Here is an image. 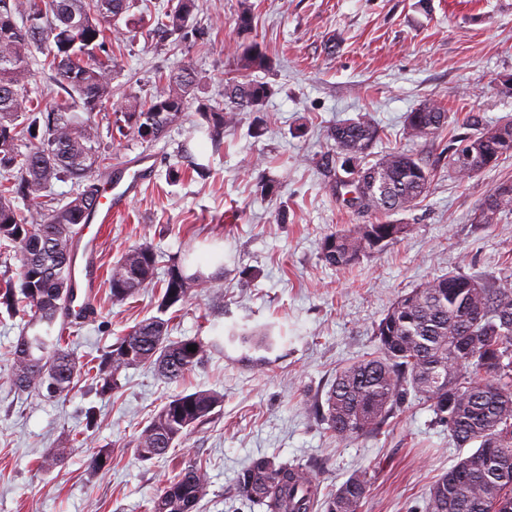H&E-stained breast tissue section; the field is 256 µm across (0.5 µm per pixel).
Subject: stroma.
<instances>
[{
	"instance_id": "35a3bbf8",
	"label": "stroma",
	"mask_w": 512,
	"mask_h": 512,
	"mask_svg": "<svg viewBox=\"0 0 512 512\" xmlns=\"http://www.w3.org/2000/svg\"><path fill=\"white\" fill-rule=\"evenodd\" d=\"M241 2L199 0L203 44L138 31L113 41L115 96L150 98L159 76L184 63L201 77L196 100L160 140L144 146L120 136L111 106L94 115L113 179L151 168L106 228L100 268L143 241L166 257L209 258V271L223 274V298L194 295L172 320L173 337L210 342L208 357L179 382L145 365L122 371L113 395L83 380L66 397L34 399L9 388L20 328L1 315L0 512H144L184 457L141 460L136 438L162 400L198 389L224 397L186 443L207 466L199 512H260L236 481L263 456L306 467L326 491L367 470L363 512H423L430 487L462 454L431 411L413 403L382 435L350 441L311 407L342 365L369 356L373 329L398 296L449 271L489 281L512 274V214L473 221L491 189L512 181V159L461 182L444 155L447 135L412 142L404 134L406 113L430 98L453 118L471 111L492 124L512 121V94L502 91L512 77V0H249L251 36L237 31ZM254 37L272 60L256 75L273 89L265 111L242 113L215 141L193 132L199 100L223 103L224 81L237 73L234 46ZM359 117L382 132L374 153H417L432 176L416 207L386 216L409 225L404 238L336 269L321 259L324 238L379 219L343 206L339 175L322 164L331 129ZM191 157L204 172L169 182V168ZM157 294L148 288L115 304L100 279L93 312L71 333L75 356L101 355L155 315ZM90 406L99 411L91 432ZM101 448L111 465L90 471ZM60 449L63 462L51 464Z\"/></svg>"
}]
</instances>
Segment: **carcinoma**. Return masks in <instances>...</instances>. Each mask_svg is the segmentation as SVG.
<instances>
[{
	"instance_id": "obj_1",
	"label": "carcinoma",
	"mask_w": 512,
	"mask_h": 512,
	"mask_svg": "<svg viewBox=\"0 0 512 512\" xmlns=\"http://www.w3.org/2000/svg\"><path fill=\"white\" fill-rule=\"evenodd\" d=\"M136 0H0V255H18L17 278L0 282V308L22 317L25 325L11 350V389L35 398H56L76 387L80 368L65 348L71 294V247L79 225L98 195L94 173L108 169L94 113L112 100L123 117L119 132L140 143L159 140L184 112L200 83L198 71L182 64L162 77L153 97L114 99L112 39L122 26L187 39L208 31L192 25L195 0H167L149 13L130 15ZM23 25H18L15 15ZM53 39L43 67L60 87L54 105L42 108L32 96L30 59L44 39ZM238 70H267L271 60L254 39L236 54ZM271 87L244 78L224 85L221 106L203 105L197 128L210 136L242 112H263ZM448 126V112L430 99L408 112L405 135L433 138ZM448 145V165L460 181L468 180L512 157V135L499 139L495 126L478 112L465 113ZM326 164L343 156L357 160L362 185L356 200L381 215L412 209L425 197L431 179L428 163L414 153L386 150L368 161L379 129L368 120H349L331 131ZM470 140L473 152L463 162L459 143ZM28 141V151L18 143ZM71 181L73 193L62 207L37 205L27 211L15 202H34L52 181ZM479 224H494L512 213V182L495 186L479 208ZM407 224H356L326 236L323 261L346 268L360 257L378 252L407 235ZM188 256L170 260L161 280L158 315L137 323L116 338L91 367L96 393L119 388L122 371L151 365L168 381H178L199 367L208 344L198 337L174 339L170 310L183 307L192 292H218L223 278L201 269L187 273ZM159 255L147 242L128 249L110 268L109 293L123 303L150 287L157 278ZM375 352L344 364L318 403L317 411L340 440L374 437L406 401L413 399L433 413V422L448 429L458 448L475 449L459 459L432 486L425 512H512V283L483 281L449 272L399 296L373 330ZM196 346L191 352L188 347ZM223 396L210 390L167 399L143 428L136 442L140 459L165 457L205 424ZM208 485L205 465L189 457L171 481L161 485L148 512H196ZM371 477L357 471L333 491L321 490L304 468L260 457L237 479L238 492L263 512H362Z\"/></svg>"
}]
</instances>
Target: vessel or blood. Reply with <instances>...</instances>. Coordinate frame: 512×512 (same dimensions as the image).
<instances>
[{
    "label": "vessel or blood",
    "instance_id": "obj_1",
    "mask_svg": "<svg viewBox=\"0 0 512 512\" xmlns=\"http://www.w3.org/2000/svg\"><path fill=\"white\" fill-rule=\"evenodd\" d=\"M149 174V168L145 167L130 172L125 181L114 183L107 181L101 185L97 203L89 218L90 226L83 229L81 235L75 238L72 244L74 298L71 311L73 315L87 316L96 303L95 265L100 247V228L111 223L113 214L139 190Z\"/></svg>",
    "mask_w": 512,
    "mask_h": 512
}]
</instances>
